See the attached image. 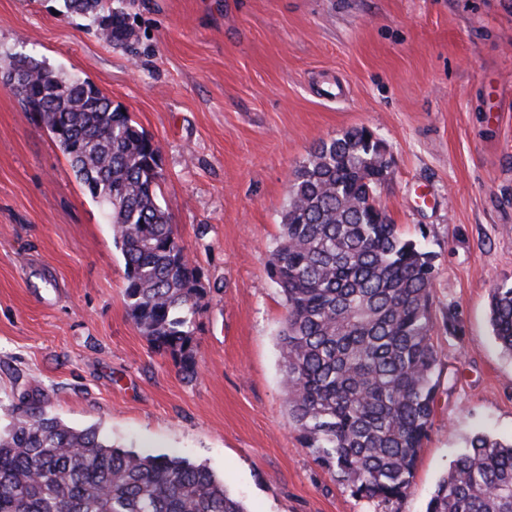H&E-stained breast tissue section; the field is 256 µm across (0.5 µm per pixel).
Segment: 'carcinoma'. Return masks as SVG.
I'll return each mask as SVG.
<instances>
[{
  "label": "carcinoma",
  "instance_id": "cac0c4a2",
  "mask_svg": "<svg viewBox=\"0 0 512 512\" xmlns=\"http://www.w3.org/2000/svg\"><path fill=\"white\" fill-rule=\"evenodd\" d=\"M61 0L110 43L133 36L123 0ZM9 87L54 136L92 199L112 196L129 315L155 351L197 378L198 269L156 192L159 147L95 85L36 58L0 56ZM378 145L353 129L295 170L267 268L286 305L279 332L288 414L313 461L352 493L390 502L410 489L439 387L433 256L370 200ZM495 341L512 356V285L490 297ZM0 431V512H247L206 467L112 445L21 397ZM427 512H512V439L476 432L438 481Z\"/></svg>",
  "mask_w": 512,
  "mask_h": 512
}]
</instances>
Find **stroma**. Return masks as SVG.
Returning a JSON list of instances; mask_svg holds the SVG:
<instances>
[{"label": "stroma", "mask_w": 512, "mask_h": 512, "mask_svg": "<svg viewBox=\"0 0 512 512\" xmlns=\"http://www.w3.org/2000/svg\"><path fill=\"white\" fill-rule=\"evenodd\" d=\"M59 0H0V55L88 79L160 148L159 199L206 290L199 375L128 316L124 259L57 141L0 87V427L22 394L114 445L177 455L248 512H426L478 431L512 438V357L489 324L512 283V0H134L130 45ZM365 127L381 208L434 256L439 390L407 494L353 496L286 405L267 272L295 169Z\"/></svg>", "instance_id": "1"}]
</instances>
